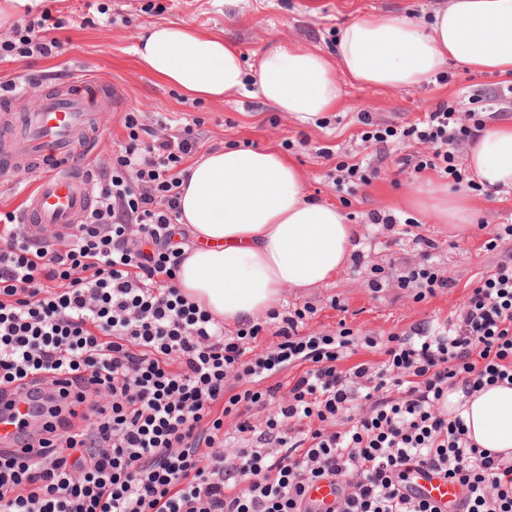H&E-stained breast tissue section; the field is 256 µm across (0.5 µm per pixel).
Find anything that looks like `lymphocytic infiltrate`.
Segmentation results:
<instances>
[{
    "mask_svg": "<svg viewBox=\"0 0 512 512\" xmlns=\"http://www.w3.org/2000/svg\"><path fill=\"white\" fill-rule=\"evenodd\" d=\"M37 23V22H36ZM36 23L14 24L0 61L58 55ZM438 102L424 119L365 133L426 145L401 167L466 180L453 145L461 123ZM125 117L128 140L91 181L80 223L28 235L0 212V410L26 391L43 422L30 454L0 451V512H313L312 484L332 479L331 512H437L403 488L411 466L466 489L465 512H512V455L477 447L449 391L512 385V258L472 288L453 323L392 336L379 363L343 367L347 331L307 336V313L282 316L274 350L249 357L260 323L236 337L175 283L178 182L191 128L161 136ZM293 373L276 377L280 364ZM233 433L224 430L225 418Z\"/></svg>",
    "mask_w": 512,
    "mask_h": 512,
    "instance_id": "f902f5d3",
    "label": "lymphocytic infiltrate"
}]
</instances>
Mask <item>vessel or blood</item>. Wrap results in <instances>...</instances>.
<instances>
[{
    "label": "vessel or blood",
    "instance_id": "1",
    "mask_svg": "<svg viewBox=\"0 0 512 512\" xmlns=\"http://www.w3.org/2000/svg\"><path fill=\"white\" fill-rule=\"evenodd\" d=\"M123 91L102 83L82 89L67 82L41 95L39 106L21 121L22 132L0 146V168L17 177H34L22 199L20 222L30 232L78 223L92 202L88 169L93 144L104 130L101 112L118 111ZM407 492L428 499L442 512H453L464 497L448 478L413 471Z\"/></svg>",
    "mask_w": 512,
    "mask_h": 512
}]
</instances>
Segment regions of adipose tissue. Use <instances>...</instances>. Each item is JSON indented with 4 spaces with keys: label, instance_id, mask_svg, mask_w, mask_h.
<instances>
[{
    "label": "adipose tissue",
    "instance_id": "1",
    "mask_svg": "<svg viewBox=\"0 0 512 512\" xmlns=\"http://www.w3.org/2000/svg\"><path fill=\"white\" fill-rule=\"evenodd\" d=\"M141 68L187 96L221 100L254 88L279 111L310 122L331 111L338 75L401 89L420 85L454 59L512 76V0H434L428 25L385 13L345 23L334 57L302 46H268L253 62L230 39L189 26H150L134 49ZM481 185L512 189V122L484 127L466 153ZM183 247L178 285L231 325L272 312L288 288L333 280L359 247V225L310 197L288 155L230 144L178 174ZM405 202L430 224L466 228L472 205L461 193L421 186ZM481 448L512 451V388L489 387L463 413Z\"/></svg>",
    "mask_w": 512,
    "mask_h": 512
}]
</instances>
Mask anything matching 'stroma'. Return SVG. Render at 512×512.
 <instances>
[{"instance_id":"35a3bbf8","label":"stroma","mask_w":512,"mask_h":512,"mask_svg":"<svg viewBox=\"0 0 512 512\" xmlns=\"http://www.w3.org/2000/svg\"><path fill=\"white\" fill-rule=\"evenodd\" d=\"M432 0H46L54 21L47 37L62 45L59 56L0 63V99L4 84L16 76L35 77L37 91L17 101L18 111L34 109L39 90L68 81L77 64L88 69V80L120 85L125 100L121 111L99 115L100 125L112 134L98 143L94 165L110 162L126 141L125 113L136 112L143 124L153 125L157 115L169 120L171 133L194 125L196 153L239 142L254 147L284 149L297 163L309 194L339 205L348 223L361 227V265H348L333 282L318 288L286 290L279 306L287 312L311 306L303 332L338 336L348 328L357 345L352 362L374 361L378 355L363 347L364 337L379 341L402 334L418 324L453 318L462 308L482 273L512 254V240L500 241L494 250L484 243L500 224H512V190L476 191L450 182L436 172L414 174L400 171L398 158L412 146L400 145L387 158L366 147V130L386 125H405L423 117L441 100L473 101L484 121L512 120V101L498 100L499 90L512 79L494 72H479L457 61L420 86L382 89L363 86L338 76L340 98L335 110L310 123L300 122L254 95H236L221 101H198L185 97L175 86L139 68L134 55L143 28L160 21L186 24L207 33L231 39L244 60H252L268 44H299L323 53H333L341 27L356 15L394 11L424 23ZM164 5L156 14L154 5ZM353 159L377 167L379 175L370 185L354 192L338 190L336 165ZM467 194L474 206L473 224L461 233L449 224H428L403 197L424 182ZM392 215L396 224H375L372 213ZM425 237L438 245L432 264L450 278L448 290L424 300H415L414 290L393 287L405 269L424 263L415 240ZM380 267L388 288L369 286L372 267ZM340 308H333V301Z\"/></svg>"}]
</instances>
